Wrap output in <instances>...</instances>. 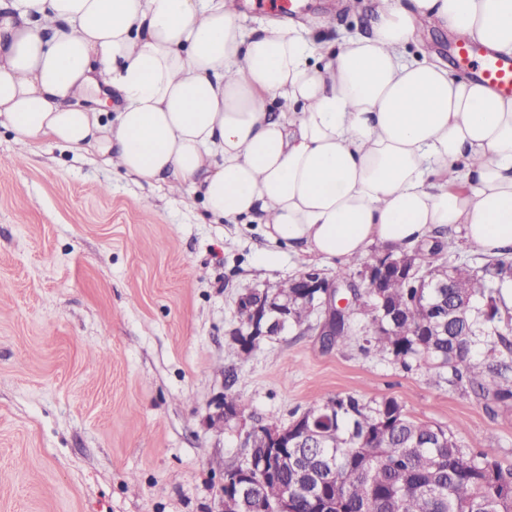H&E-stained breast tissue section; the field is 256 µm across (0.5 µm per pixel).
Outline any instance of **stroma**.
Instances as JSON below:
<instances>
[{
    "label": "stroma",
    "instance_id": "1",
    "mask_svg": "<svg viewBox=\"0 0 512 512\" xmlns=\"http://www.w3.org/2000/svg\"><path fill=\"white\" fill-rule=\"evenodd\" d=\"M302 4L290 22L329 40L369 30L376 7ZM458 41L427 26L408 52L449 64ZM310 269L338 271L88 153L19 160L1 126L0 512H222L246 431L345 392L394 399L512 468V408L362 353L360 333L329 351L304 329L234 350L240 296ZM228 391L245 419L225 420Z\"/></svg>",
    "mask_w": 512,
    "mask_h": 512
}]
</instances>
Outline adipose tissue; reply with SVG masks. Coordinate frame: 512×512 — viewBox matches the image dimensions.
<instances>
[{"instance_id": "ef3b65f1", "label": "adipose tissue", "mask_w": 512, "mask_h": 512, "mask_svg": "<svg viewBox=\"0 0 512 512\" xmlns=\"http://www.w3.org/2000/svg\"><path fill=\"white\" fill-rule=\"evenodd\" d=\"M426 23L512 55V0H379L341 42L234 0H0V124L342 266L439 228L510 248L512 98L409 59Z\"/></svg>"}]
</instances>
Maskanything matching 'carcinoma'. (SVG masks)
I'll list each match as a JSON object with an SVG mask.
<instances>
[{
	"instance_id": "carcinoma-1",
	"label": "carcinoma",
	"mask_w": 512,
	"mask_h": 512,
	"mask_svg": "<svg viewBox=\"0 0 512 512\" xmlns=\"http://www.w3.org/2000/svg\"><path fill=\"white\" fill-rule=\"evenodd\" d=\"M414 262L427 288L395 279L384 286L364 279L360 303L363 351L386 353L405 370L434 369L448 385L485 402L489 410L512 405V308L502 290L512 284V259L488 257L481 267L447 259L441 237ZM402 254L379 246L371 261L336 277L347 279L380 258ZM295 279L273 286L288 295V329L311 327L316 307ZM297 422L310 436L293 438L272 453L253 434V466L224 469V492L250 486L249 512H274L284 488L294 486V512H512V470L486 450L465 448L456 434L417 419L392 398L365 402L338 394L312 406Z\"/></svg>"
}]
</instances>
